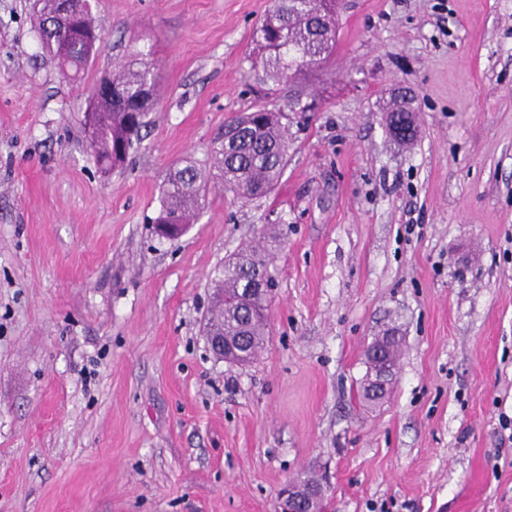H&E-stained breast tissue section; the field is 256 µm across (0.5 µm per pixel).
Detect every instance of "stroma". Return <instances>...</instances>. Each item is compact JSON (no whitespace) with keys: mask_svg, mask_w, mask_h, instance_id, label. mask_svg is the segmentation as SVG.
Returning a JSON list of instances; mask_svg holds the SVG:
<instances>
[{"mask_svg":"<svg viewBox=\"0 0 512 512\" xmlns=\"http://www.w3.org/2000/svg\"><path fill=\"white\" fill-rule=\"evenodd\" d=\"M33 0H0V512H276L327 476L333 512H512V0H342L336 49L251 71L272 0H93L77 79ZM150 62L141 141L102 174L83 117ZM418 96L396 144L384 102ZM288 115L267 197L209 188L188 232L151 224L170 168L211 165L232 117ZM282 233L267 340L210 350V279ZM396 329L385 399L365 351ZM82 6L85 10V22L87 26L90 29L97 30L99 37L93 39L72 36L68 33L67 29L63 30L61 26H56L55 43L57 45L64 46L66 48V52L64 54H60L57 45L50 42H43L42 45L45 53L56 60L62 70H72L76 73L85 69L88 65L86 62L97 56L103 45L100 31L95 25L92 9H86L84 4H82Z\"/></svg>","mask_w":512,"mask_h":512,"instance_id":"1","label":"stroma"}]
</instances>
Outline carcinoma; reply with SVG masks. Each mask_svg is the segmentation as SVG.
Returning <instances> with one entry per match:
<instances>
[{
	"mask_svg": "<svg viewBox=\"0 0 512 512\" xmlns=\"http://www.w3.org/2000/svg\"><path fill=\"white\" fill-rule=\"evenodd\" d=\"M38 29L55 20L59 0H37ZM324 0H274V5L259 21L254 33V48L248 58L250 68L262 69L269 78H283L301 72L325 59L333 50L336 29L319 32V14ZM102 37L72 36L56 27L55 43L42 45L61 68L78 72L101 51ZM112 100L97 102L101 122L90 148L97 162L112 158V167L121 165L139 138L144 118L152 107L147 97L158 95L152 64L141 63L136 70L123 66L112 72ZM283 114L257 108L224 124L232 136L211 148L214 174L191 162L179 163L170 170L161 192L160 206L152 224H192L200 210L208 179L214 177L222 188L243 200L267 196L281 179L287 165L288 137ZM408 120L415 122V107L400 109L389 105L387 126ZM259 265L270 270V249L242 251L216 270L214 286H224L229 302L214 301L209 323L224 328L227 337L249 363L266 343L267 305L247 288L248 276Z\"/></svg>",
	"mask_w": 512,
	"mask_h": 512,
	"instance_id": "obj_1",
	"label": "carcinoma"
}]
</instances>
